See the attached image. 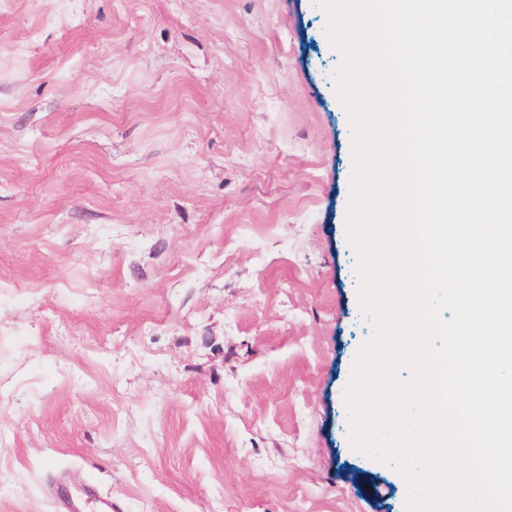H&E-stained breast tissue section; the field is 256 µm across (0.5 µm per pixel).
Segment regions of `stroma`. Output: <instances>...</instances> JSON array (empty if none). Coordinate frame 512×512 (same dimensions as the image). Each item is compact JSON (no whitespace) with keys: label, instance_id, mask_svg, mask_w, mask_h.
Masks as SVG:
<instances>
[{"label":"stroma","instance_id":"1","mask_svg":"<svg viewBox=\"0 0 512 512\" xmlns=\"http://www.w3.org/2000/svg\"><path fill=\"white\" fill-rule=\"evenodd\" d=\"M314 0H0V512H405ZM54 499L65 512H113L111 497L101 495L92 482L74 492L66 485H58Z\"/></svg>","mask_w":512,"mask_h":512}]
</instances>
